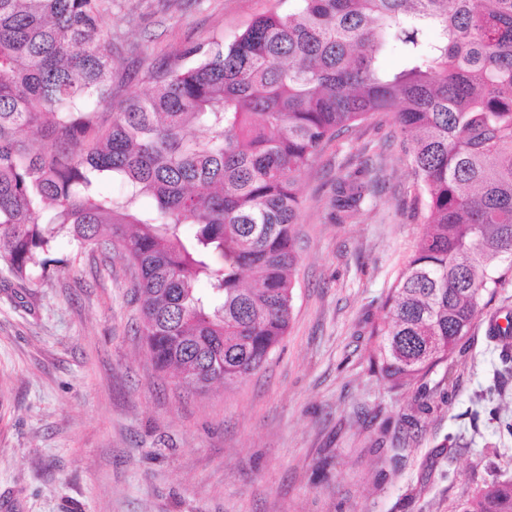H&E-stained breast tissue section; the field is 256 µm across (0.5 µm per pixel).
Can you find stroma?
<instances>
[{"label":"stroma","instance_id":"obj_1","mask_svg":"<svg viewBox=\"0 0 512 512\" xmlns=\"http://www.w3.org/2000/svg\"><path fill=\"white\" fill-rule=\"evenodd\" d=\"M285 0H117L120 98L149 64L232 40ZM376 193L341 222L336 184L361 158ZM394 113L335 139L300 180L290 330L247 381L206 392L158 370L119 254L58 238L50 278L0 279V512H454L512 480V353L488 336L498 289L446 365L394 390L371 327L426 226Z\"/></svg>","mask_w":512,"mask_h":512}]
</instances>
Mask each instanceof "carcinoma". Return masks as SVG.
Listing matches in <instances>:
<instances>
[{"label":"carcinoma","instance_id":"1","mask_svg":"<svg viewBox=\"0 0 512 512\" xmlns=\"http://www.w3.org/2000/svg\"><path fill=\"white\" fill-rule=\"evenodd\" d=\"M112 2L0 0L6 279L48 277L60 236L79 254L117 250L138 273L155 366L198 392L241 383L288 335L302 174L353 125L393 112L428 230L382 303L371 363L393 389L448 363L512 282V0H291L147 70L149 92L104 126ZM33 128L51 148L23 144ZM369 174L361 163L337 183L339 211L360 210ZM146 196L155 209L140 208ZM504 320L489 336L506 348ZM456 512H512V482L485 483Z\"/></svg>","mask_w":512,"mask_h":512}]
</instances>
